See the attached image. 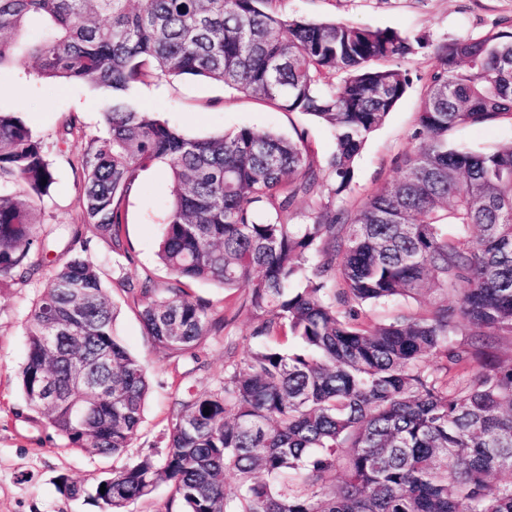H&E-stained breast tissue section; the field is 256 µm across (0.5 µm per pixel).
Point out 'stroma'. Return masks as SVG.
I'll list each match as a JSON object with an SVG mask.
<instances>
[{
	"label": "stroma",
	"instance_id": "35a3bbf8",
	"mask_svg": "<svg viewBox=\"0 0 512 512\" xmlns=\"http://www.w3.org/2000/svg\"><path fill=\"white\" fill-rule=\"evenodd\" d=\"M278 9L290 18L352 21L390 28L411 39L423 38L425 48L409 62L417 73L432 69L433 46L481 37L493 31L496 23L512 21V0H279ZM133 97L142 111L190 136L228 134L243 127L288 136L303 127L318 159H325L336 148L325 124L283 112L209 80L158 76L138 86ZM420 100L421 86L416 83L366 142L357 159L349 207L399 177L396 159L413 147L410 135ZM102 109V94L92 86L41 78L34 64L26 61L0 68V111L22 118L42 142L55 174L41 215V234L51 252L34 253L33 262L51 257L62 263L68 258L67 228L80 221V175L74 162L91 138L104 135ZM72 117L77 127L67 143H60L58 133ZM455 139L473 149H490L512 141V124L463 127ZM168 201L166 171L156 167L145 171L127 202L125 233L134 248L131 257L110 252L96 237L87 245L84 257L102 271L114 301L122 299L120 281L124 278L148 276L159 289L170 284V275L156 256ZM41 286L38 280L0 285V512H102L93 498L94 487L120 468L122 459L67 448L45 418L27 408L20 388L19 372L26 358L23 323ZM116 329L126 348L143 359L150 378V395L132 442L133 453L145 455L165 446L176 390L204 393L216 388L229 367L227 346L244 353L252 322L247 313H240L226 328L205 336L192 356H178L152 344L137 312L129 307H122ZM62 474L83 487L82 496L67 498L58 492L56 480Z\"/></svg>",
	"mask_w": 512,
	"mask_h": 512
}]
</instances>
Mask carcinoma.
Instances as JSON below:
<instances>
[{
    "label": "carcinoma",
    "mask_w": 512,
    "mask_h": 512,
    "mask_svg": "<svg viewBox=\"0 0 512 512\" xmlns=\"http://www.w3.org/2000/svg\"><path fill=\"white\" fill-rule=\"evenodd\" d=\"M276 2L0 0V68L29 58L43 78L105 98L106 135L76 160L83 223L71 243L85 245L89 227L131 258L126 200L161 166L170 200L157 256L172 284L158 294L148 277L122 282L145 334L183 354L242 311L252 321L219 387L175 392L160 457H132L149 378L116 332L99 269L76 252L24 324L26 404L68 447L129 457L95 489L103 512L162 483L166 512H512V482L493 481L512 473V142L449 143L461 127L512 122V29L434 47L421 75L406 63L422 40L288 18ZM153 75L202 77L312 116L336 149L319 163L299 128L189 137L132 105ZM415 81L399 178L349 208L357 155ZM53 183L41 142L0 112V284L40 276L36 211ZM315 199L307 222L290 223L298 201ZM197 281L247 292L215 319L189 288ZM397 300L418 309L373 319ZM74 325L79 345L66 338ZM47 379L50 401L39 397Z\"/></svg>",
    "instance_id": "cac0c4a2"
}]
</instances>
